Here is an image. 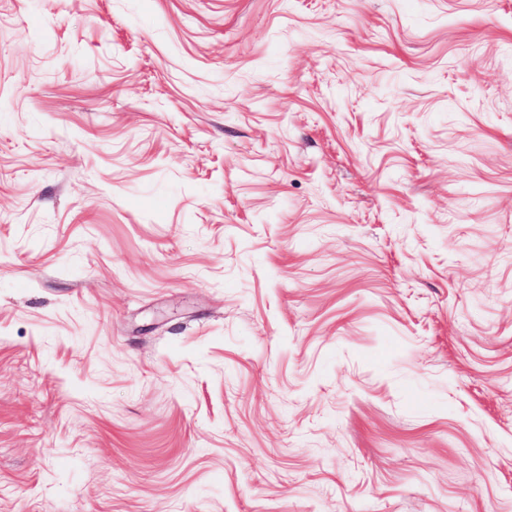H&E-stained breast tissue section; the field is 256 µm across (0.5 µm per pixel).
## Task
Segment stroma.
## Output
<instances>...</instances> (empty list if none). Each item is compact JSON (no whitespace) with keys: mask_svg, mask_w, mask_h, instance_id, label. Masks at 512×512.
I'll return each instance as SVG.
<instances>
[{"mask_svg":"<svg viewBox=\"0 0 512 512\" xmlns=\"http://www.w3.org/2000/svg\"><path fill=\"white\" fill-rule=\"evenodd\" d=\"M0 512H512V0H0Z\"/></svg>","mask_w":512,"mask_h":512,"instance_id":"35a3bbf8","label":"stroma"}]
</instances>
